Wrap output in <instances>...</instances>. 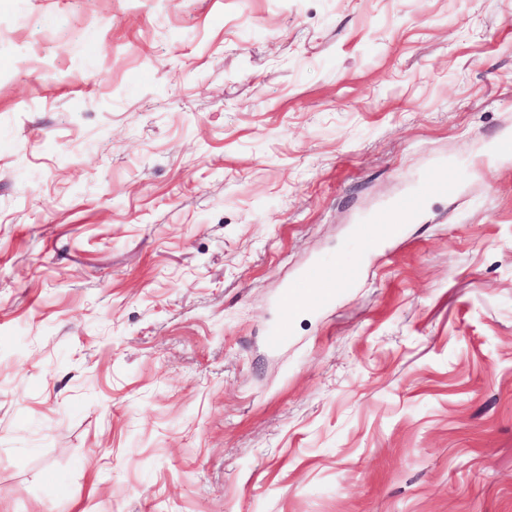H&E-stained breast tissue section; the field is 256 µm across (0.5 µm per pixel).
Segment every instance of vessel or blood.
Returning <instances> with one entry per match:
<instances>
[{
	"instance_id": "b4317fda",
	"label": "vessel or blood",
	"mask_w": 512,
	"mask_h": 512,
	"mask_svg": "<svg viewBox=\"0 0 512 512\" xmlns=\"http://www.w3.org/2000/svg\"><path fill=\"white\" fill-rule=\"evenodd\" d=\"M454 190L455 183L447 176H430L424 180L421 189L393 200L389 208L374 215L370 223L359 225L354 234L356 249L347 260L318 263L282 291L279 317L266 335L268 348L275 351L287 344L299 304H306L313 310L330 305L338 292L353 287L360 279L367 254L399 236L405 224L413 221L429 198L446 197Z\"/></svg>"
}]
</instances>
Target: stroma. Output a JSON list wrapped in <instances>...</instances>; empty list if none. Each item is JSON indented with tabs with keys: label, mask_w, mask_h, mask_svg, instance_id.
<instances>
[{
	"label": "stroma",
	"mask_w": 512,
	"mask_h": 512,
	"mask_svg": "<svg viewBox=\"0 0 512 512\" xmlns=\"http://www.w3.org/2000/svg\"><path fill=\"white\" fill-rule=\"evenodd\" d=\"M503 137L512 0H0V512H512ZM455 183L447 175L429 176L418 191L393 200L388 210H383L371 219V224L356 228L354 237L356 249L342 262L327 261L306 272L279 298V317L268 329L266 344L270 350H278L288 343L291 324L299 303L315 311L330 305L336 294L344 291L360 279L363 259L370 252L391 238L399 236L405 224H410L431 197H448L453 194ZM316 284L317 289L307 288Z\"/></svg>",
	"instance_id": "35a3bbf8"
}]
</instances>
